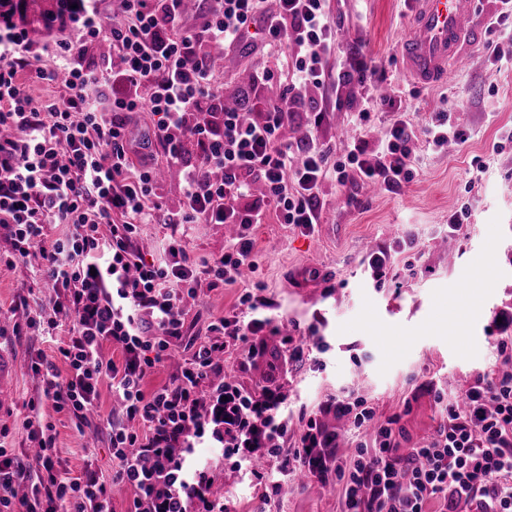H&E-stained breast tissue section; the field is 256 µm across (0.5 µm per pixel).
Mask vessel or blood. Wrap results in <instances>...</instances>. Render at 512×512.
<instances>
[{
    "label": "vessel or blood",
    "mask_w": 512,
    "mask_h": 512,
    "mask_svg": "<svg viewBox=\"0 0 512 512\" xmlns=\"http://www.w3.org/2000/svg\"><path fill=\"white\" fill-rule=\"evenodd\" d=\"M409 27L400 44L404 71L420 85H433L467 67L469 50L481 43L469 26L474 0H408Z\"/></svg>",
    "instance_id": "vessel-or-blood-1"
}]
</instances>
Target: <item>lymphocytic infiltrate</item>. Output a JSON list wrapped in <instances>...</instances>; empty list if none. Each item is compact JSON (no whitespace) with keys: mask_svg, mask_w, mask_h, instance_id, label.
Returning a JSON list of instances; mask_svg holds the SVG:
<instances>
[{"mask_svg":"<svg viewBox=\"0 0 512 512\" xmlns=\"http://www.w3.org/2000/svg\"><path fill=\"white\" fill-rule=\"evenodd\" d=\"M69 2L75 29L60 33L44 63L17 26L21 0H0V227L13 254H39L41 274L57 292L54 319L31 310L14 331L45 336L57 317L71 323L56 359L40 352L29 361L40 380L31 411L48 401L56 412L86 414L107 379L121 393L129 423L111 429L107 478L90 468L69 477L53 435L42 430L35 457L0 448V512H112L111 483L132 490L133 512H226V502L211 496L208 465L190 457L207 435L261 486L264 503L280 477L300 471L336 478L346 512H427L433 501L453 512L461 499L473 512H512L511 372L482 369L457 395L435 394L441 422L405 454L398 416L379 421L366 399L329 396L323 410L368 433L343 458L335 435L315 418L289 437L278 388L248 391L230 381L208 388L226 354L252 359L263 352L264 333L277 331L273 303L248 290L236 311L213 319L177 383L143 390L147 373L183 334L185 300L205 287L235 285L244 268H255L256 225L271 219L312 235L322 222L325 179L345 188L354 174L391 191L412 181L419 158L403 118L391 123L372 157L363 138L341 159L319 144L326 105L306 98L307 89L337 92L359 79L368 103L358 114L362 123L379 101L374 70L336 56L330 0H203L204 19L194 27L186 23L185 0H111L107 16L99 0ZM254 23L265 46L290 55L294 79L280 88L269 67L254 68L246 116L225 105L212 49L237 45ZM105 33L120 69L88 62ZM43 86L57 87L59 97L42 99ZM142 112L153 116L155 144L179 172L177 210H162L155 199V166L132 134ZM302 113L305 134L284 139ZM257 180L265 194L253 202ZM154 222L232 224L237 233L211 259L190 257L170 239L159 263L138 245L141 225ZM50 224L65 225L63 236L47 240ZM107 343L119 361L102 360Z\"/></svg>","mask_w":512,"mask_h":512,"instance_id":"1","label":"lymphocytic infiltrate"}]
</instances>
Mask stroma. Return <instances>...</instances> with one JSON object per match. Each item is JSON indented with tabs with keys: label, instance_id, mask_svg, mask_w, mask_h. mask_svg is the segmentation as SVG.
Masks as SVG:
<instances>
[{
	"label": "stroma",
	"instance_id": "35a3bbf8",
	"mask_svg": "<svg viewBox=\"0 0 512 512\" xmlns=\"http://www.w3.org/2000/svg\"><path fill=\"white\" fill-rule=\"evenodd\" d=\"M495 0H476L474 24L484 35V46L474 49L469 66L452 72L438 86L423 87L404 73L399 46L408 28L405 0H331V21L336 29V56L363 51L378 69L382 92L397 93L412 110L409 117L416 146H423L432 113H450L458 128L468 133L459 148L426 153L414 179L395 191L369 194L356 188L362 206L350 204L346 191L334 180L321 189L323 223L314 235L283 224H260L254 232L256 271L239 285L201 292L200 301L187 309L185 332L173 340L171 355L148 372L143 387L152 391L175 383L190 361L194 343L208 339L213 318L232 311L242 289L261 284L264 297L274 301L283 318L282 327L315 325L322 346L297 364L284 361L279 337L267 339L265 356L243 363L226 359L224 371L244 389H253L262 377L273 378L286 397L288 430L297 434L306 414L337 434L338 453L354 451L355 440L345 417L319 411L328 396L351 388L376 407L377 420L400 414L411 448L429 438L440 417L433 393L452 395L469 381L473 372L497 358L488 342L496 314L512 309V143H501L512 129V60L491 63L486 45H512L490 30ZM263 56L246 40L224 50L219 67L220 85L228 97L240 98L245 85L239 77L249 67L261 65ZM365 106V88L350 82L340 106H329L318 136L334 156H342L358 136L352 116ZM487 165L485 173L472 166L474 157ZM468 208L471 216L463 230L449 233L451 213ZM347 225V234L336 239L328 227ZM415 235L414 247L397 252L396 272L400 288L373 280L364 259L369 250L396 247L406 231ZM179 236L194 257L223 254L228 232L221 224H147L141 246L147 258L159 259L170 236ZM491 262V282L481 295L479 319L466 320L459 294L460 282L477 281V264ZM33 257L16 258L12 267L0 266V357L12 362L13 376L5 389L9 405L0 410V448L18 454L32 448L35 424H52L57 456L70 477L79 478L85 467L102 475L112 471V424H126L120 412L118 392L109 382L99 387L94 413L77 421L44 405L39 415L27 408L37 394V383L26 364L30 351L54 354L68 335L69 321H61L55 336L15 335V323L23 321L20 296H28L32 308L45 318L53 316L54 292L34 275ZM305 267L310 281L294 285L290 273ZM196 454L215 468L217 481L233 494L237 512H343L340 488H328L318 480L293 482L288 492L272 495L261 505L258 491L247 476L225 465L215 448Z\"/></svg>",
	"mask_w": 512,
	"mask_h": 512
}]
</instances>
